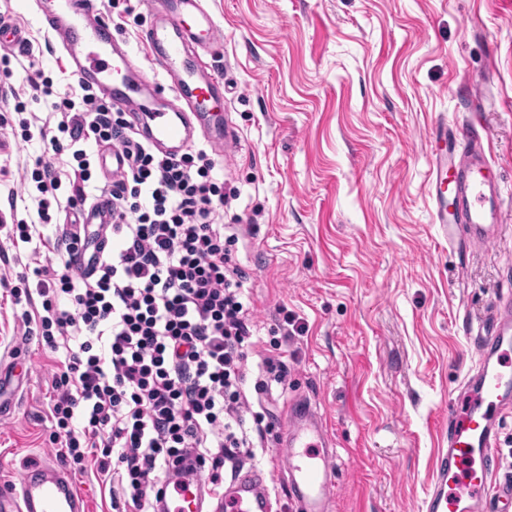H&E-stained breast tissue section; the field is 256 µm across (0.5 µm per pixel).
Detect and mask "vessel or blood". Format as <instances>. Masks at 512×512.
Returning <instances> with one entry per match:
<instances>
[{"label": "vessel or blood", "mask_w": 512, "mask_h": 512, "mask_svg": "<svg viewBox=\"0 0 512 512\" xmlns=\"http://www.w3.org/2000/svg\"><path fill=\"white\" fill-rule=\"evenodd\" d=\"M151 18L147 46L154 77L134 83L138 68L127 47L113 39L95 0H57L45 19L79 80L107 92L127 112L152 147L178 154L204 139L223 145L224 80L202 59L218 56L223 41L202 0H147ZM494 161L481 138L436 154L431 168L434 223L449 247L482 253L503 234V194ZM82 224L112 221V197L97 196L78 217ZM478 366L467 375L448 413V450L438 459L434 489L425 512H512V477H498L500 416L512 409V295L496 298L487 328L474 338ZM289 497L298 512H328L333 468L323 425L315 418L290 419ZM174 512H274L261 476L236 478L217 494L199 474L181 476ZM89 502L58 465L34 463L17 485L0 490V512H88Z\"/></svg>", "instance_id": "b4317fda"}]
</instances>
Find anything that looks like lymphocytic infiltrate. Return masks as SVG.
<instances>
[{"instance_id":"f902f5d3","label":"lymphocytic infiltrate","mask_w":512,"mask_h":512,"mask_svg":"<svg viewBox=\"0 0 512 512\" xmlns=\"http://www.w3.org/2000/svg\"><path fill=\"white\" fill-rule=\"evenodd\" d=\"M40 90L58 121L20 119L21 136L67 143L77 166L65 180L47 165L32 171L37 221H19L7 238L32 242L58 209L85 205L87 142L126 160L112 179L111 224L71 225L58 266L34 268L10 290L16 305L41 297V314L23 313L22 322L42 350L64 356L53 375L49 441L74 472L92 465L111 478L113 505L160 512L162 484L187 470H205L208 488H223L226 464L253 445L242 419L252 412L243 391L249 372L257 371L262 394L269 382H285L288 366L276 341L271 355L248 365L253 314L229 250L236 237L220 213L227 194L206 151L174 158L152 150L90 86L60 98L49 82ZM64 182L71 193L62 201L56 192ZM82 252L89 270L77 276L73 261ZM252 414L262 424V413Z\"/></svg>"}]
</instances>
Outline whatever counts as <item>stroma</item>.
Segmentation results:
<instances>
[{
	"mask_svg": "<svg viewBox=\"0 0 512 512\" xmlns=\"http://www.w3.org/2000/svg\"><path fill=\"white\" fill-rule=\"evenodd\" d=\"M113 37L151 71L140 36L144 0H96ZM224 53V116L233 133L209 148L218 180L238 190L224 208L239 241L243 302L263 340L281 339L288 377L272 384L270 427L241 473L260 474L288 507L283 443L294 402L322 417L335 472L330 512H424L448 411L474 365L472 329L499 292L512 291V0H203ZM26 32L0 76V216L30 218L24 169L67 172L70 149L23 141L16 102L46 117L32 84L78 91L33 0H0ZM485 79L474 104L470 82ZM483 137L504 186L503 239L471 257L448 248L431 215L430 168L441 119ZM17 192L9 207V192ZM54 251L0 231V277L17 285ZM0 286V370L22 375L0 391V481L52 461L48 419L58 364L25 335L22 312ZM303 336L285 339L284 314Z\"/></svg>",
	"mask_w": 512,
	"mask_h": 512,
	"instance_id": "obj_1",
	"label": "stroma"
}]
</instances>
